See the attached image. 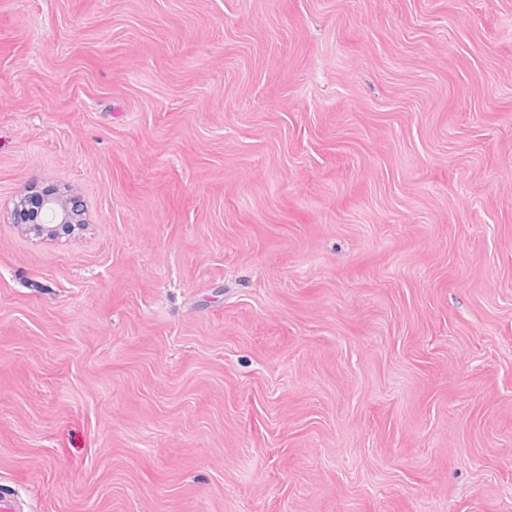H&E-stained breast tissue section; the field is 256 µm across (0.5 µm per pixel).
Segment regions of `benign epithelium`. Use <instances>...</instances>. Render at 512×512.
I'll return each instance as SVG.
<instances>
[{
  "label": "benign epithelium",
  "instance_id": "7a95c632",
  "mask_svg": "<svg viewBox=\"0 0 512 512\" xmlns=\"http://www.w3.org/2000/svg\"><path fill=\"white\" fill-rule=\"evenodd\" d=\"M85 204L76 194L58 189L33 190L15 199L12 223L43 239H55L75 232L84 223Z\"/></svg>",
  "mask_w": 512,
  "mask_h": 512
}]
</instances>
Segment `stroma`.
<instances>
[{"instance_id":"stroma-1","label":"stroma","mask_w":512,"mask_h":512,"mask_svg":"<svg viewBox=\"0 0 512 512\" xmlns=\"http://www.w3.org/2000/svg\"><path fill=\"white\" fill-rule=\"evenodd\" d=\"M0 492L512 512V0H0ZM85 204L76 194H64L59 189L33 190L15 199L11 220L43 239H55L75 232L84 224Z\"/></svg>"}]
</instances>
